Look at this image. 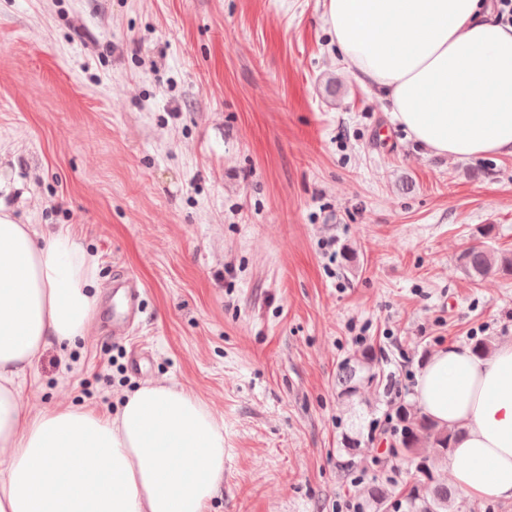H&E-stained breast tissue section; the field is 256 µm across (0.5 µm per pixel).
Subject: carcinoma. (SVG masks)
Masks as SVG:
<instances>
[{"label":"carcinoma","mask_w":512,"mask_h":512,"mask_svg":"<svg viewBox=\"0 0 512 512\" xmlns=\"http://www.w3.org/2000/svg\"><path fill=\"white\" fill-rule=\"evenodd\" d=\"M466 274L482 280L492 274L512 275V254L494 256L484 246L473 243L459 257ZM336 385L341 400L351 409L361 401V390L376 386L387 394L393 392L396 381L377 367V356L371 346L363 347L345 360L336 372ZM398 440L390 448V462L404 461L411 467L410 483L402 498L393 500V492L384 485L373 483L364 490L367 509L374 512H461V504L448 487L437 482L435 463L448 461L456 447L461 431L441 426L417 409L399 405Z\"/></svg>","instance_id":"1"}]
</instances>
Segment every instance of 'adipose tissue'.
I'll list each match as a JSON object with an SVG mask.
<instances>
[{"label": "adipose tissue", "mask_w": 512, "mask_h": 512, "mask_svg": "<svg viewBox=\"0 0 512 512\" xmlns=\"http://www.w3.org/2000/svg\"><path fill=\"white\" fill-rule=\"evenodd\" d=\"M351 75L408 138L459 160L512 156V24L497 0H324ZM97 264L60 224L39 232L0 201V512H206L224 478V424L191 393L140 386L112 414L37 412L20 387L50 341L85 338ZM423 412L462 429L450 459L474 500L512 503V342L451 345L417 384Z\"/></svg>", "instance_id": "1"}]
</instances>
